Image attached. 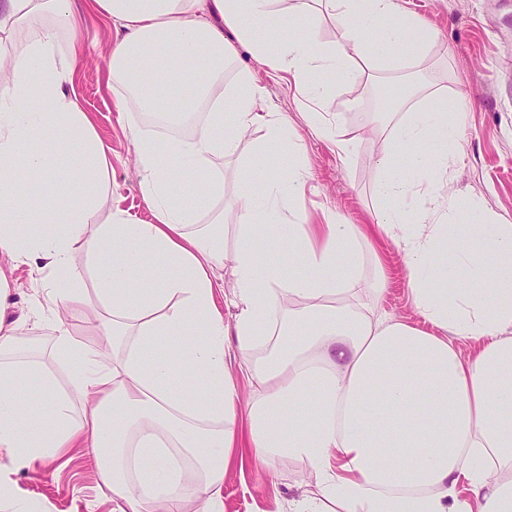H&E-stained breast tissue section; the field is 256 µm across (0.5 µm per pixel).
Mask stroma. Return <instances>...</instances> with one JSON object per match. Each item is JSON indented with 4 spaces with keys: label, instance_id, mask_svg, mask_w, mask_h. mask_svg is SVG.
I'll use <instances>...</instances> for the list:
<instances>
[{
    "label": "stroma",
    "instance_id": "1",
    "mask_svg": "<svg viewBox=\"0 0 512 512\" xmlns=\"http://www.w3.org/2000/svg\"><path fill=\"white\" fill-rule=\"evenodd\" d=\"M437 38L414 66L389 72L372 61L349 63L342 73H328L333 92L326 102L329 113L338 115L353 150L341 161L332 142L309 131L303 107L291 81L270 77L265 66L247 50H239L237 66L248 68L264 86L262 106L288 115L309 159L312 179L300 201V217L322 220L341 215L349 224H368L378 206L375 196L377 146L365 135L366 125L388 126L396 115L378 111L375 87L388 96L397 93V81H411L410 105L420 106V89L428 88L459 101L465 114L462 149L451 168L447 190L458 207L451 221L475 224L491 212L512 224V0H399ZM87 0H76L85 13L76 32H63L61 42L79 37L90 46L75 71L74 85L83 108L90 114L97 134L112 148V174L101 194L100 215L122 210L150 220L140 191L141 174L133 153L132 134L141 129L140 113L120 115L113 105L108 82V50L116 37L111 19L86 13ZM479 199L483 211L471 209ZM365 275L383 271L386 291L379 308L386 315L424 327L411 299L403 254L391 240L374 235L371 248L362 255ZM12 302L7 321L39 348L50 346L58 320H65L75 338L94 341L89 320L98 307L92 288L80 301L63 305L48 295V270L33 263L0 259ZM0 480L15 495L36 502L40 512H112L109 493L93 477V460L79 454L72 461L52 463L44 469L0 466ZM317 493V480L306 463L283 458L272 465L254 459L249 449L237 451L224 475V512H288L292 500Z\"/></svg>",
    "mask_w": 512,
    "mask_h": 512
}]
</instances>
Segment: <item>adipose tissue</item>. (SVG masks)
<instances>
[{
  "label": "adipose tissue",
  "mask_w": 512,
  "mask_h": 512,
  "mask_svg": "<svg viewBox=\"0 0 512 512\" xmlns=\"http://www.w3.org/2000/svg\"><path fill=\"white\" fill-rule=\"evenodd\" d=\"M275 0H89L118 37L109 59L117 111L190 121L189 135L133 137L148 224L116 212L96 224L111 148L71 88L87 49L74 0H0V254L43 264L53 294L78 300L92 271L100 341H77L57 324L49 361L68 367L62 390L48 361L27 352L3 320L0 285V456L32 468L79 448L97 462L112 512H223L239 394L225 338L260 396L247 444L263 462L306 461L319 497L289 512H512V224L449 223L454 198L441 185L461 148L463 113L425 95L381 135L374 230L404 253L413 302L435 330L378 317L385 280L364 279L358 256L369 232L326 216L299 218L311 176L287 115L260 111L264 89L248 69L224 66L247 48L311 101V131L348 158L351 140L328 126L322 76L376 55L398 69L407 48L433 34L397 0H318L344 33L330 51L298 27L295 6ZM40 19L22 48L13 36ZM262 124L266 140L237 165L232 221L216 157L237 153ZM436 167L425 173L427 157ZM288 178L269 174L270 162ZM25 171L38 191L16 189ZM234 246H227V235ZM272 242L282 260L255 250ZM449 264H439L445 254ZM235 280L233 325L215 303L223 268ZM476 341L461 357L454 342ZM37 382L30 404L18 383ZM470 495L462 498L459 487Z\"/></svg>",
  "instance_id": "1"
}]
</instances>
